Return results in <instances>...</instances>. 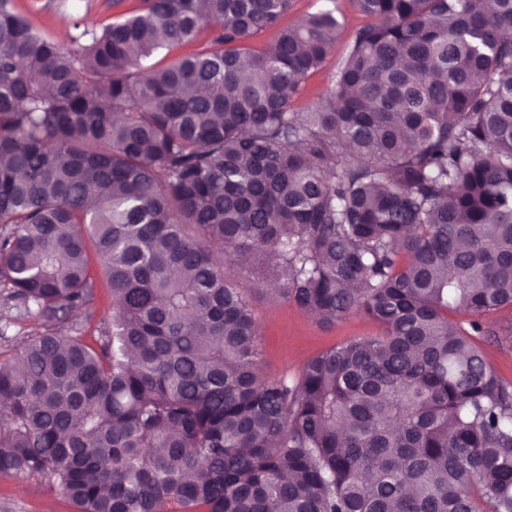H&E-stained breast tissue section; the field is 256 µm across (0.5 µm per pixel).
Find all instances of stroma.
<instances>
[{
	"mask_svg": "<svg viewBox=\"0 0 512 512\" xmlns=\"http://www.w3.org/2000/svg\"><path fill=\"white\" fill-rule=\"evenodd\" d=\"M14 4L36 30L66 45L70 37L60 34V19L71 23L80 19L89 27L100 29L112 23L117 15L136 12L143 2L122 0L116 6L112 0H73L72 5L64 7L59 0H14ZM330 7L335 8L342 24L340 35L324 67L309 78L305 91L293 99L292 107L298 112L318 102L339 62L349 52L356 31L367 19L359 13L354 0H293L290 12L283 19L290 26L308 14ZM225 273L250 291L262 351L260 372L265 378L297 379L304 365L320 352L382 331L378 323L360 314L350 315L332 326L324 325L293 302L253 291L251 281L237 265L226 264ZM483 322L490 333L477 337L476 342L499 378L512 383V307L486 314ZM0 512H75V508L61 493L37 480L0 475Z\"/></svg>",
	"mask_w": 512,
	"mask_h": 512,
	"instance_id": "obj_1",
	"label": "stroma"
}]
</instances>
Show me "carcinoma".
<instances>
[{
  "label": "carcinoma",
  "instance_id": "obj_1",
  "mask_svg": "<svg viewBox=\"0 0 512 512\" xmlns=\"http://www.w3.org/2000/svg\"><path fill=\"white\" fill-rule=\"evenodd\" d=\"M206 2L65 47L0 0V304L43 324L0 359V474L77 512H512V385L473 341L512 306V0H355L306 112L336 10ZM224 251L383 333L262 377ZM335 1L333 4L329 0H293L292 9L282 20V25H294L309 13L336 6V17L342 23L340 35L324 67L309 78L305 91L293 99L295 111L304 112L319 101L335 75L338 63L349 52L355 32L369 22L359 13L354 0ZM209 40H210L209 31H203L200 33L198 40L195 43L189 44L186 46H182V47L173 48L171 50H167V49L161 50L160 52L156 53L154 56H152L150 59H148L144 63L146 65L166 63L175 57H178L180 55H183L185 53L192 51L193 49H196L201 44H204Z\"/></svg>",
  "mask_w": 512,
  "mask_h": 512
}]
</instances>
